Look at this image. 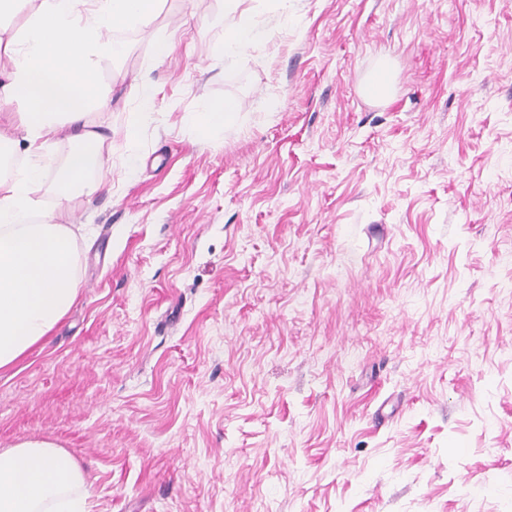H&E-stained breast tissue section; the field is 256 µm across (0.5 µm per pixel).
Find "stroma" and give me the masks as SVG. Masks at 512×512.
Segmentation results:
<instances>
[{"label": "stroma", "instance_id": "stroma-1", "mask_svg": "<svg viewBox=\"0 0 512 512\" xmlns=\"http://www.w3.org/2000/svg\"><path fill=\"white\" fill-rule=\"evenodd\" d=\"M245 5L235 56L225 0L120 30L79 296L0 372V448H64L88 512H512V0ZM263 37L264 31L254 23L250 14L243 11L237 23L224 34V51L236 55ZM138 98V112L129 128V137L132 140L136 138L138 126L150 117L154 107L155 93L150 82L142 81L138 84Z\"/></svg>", "mask_w": 512, "mask_h": 512}]
</instances>
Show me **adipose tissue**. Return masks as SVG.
Instances as JSON below:
<instances>
[{
	"label": "adipose tissue",
	"instance_id": "ef3b65f1",
	"mask_svg": "<svg viewBox=\"0 0 512 512\" xmlns=\"http://www.w3.org/2000/svg\"><path fill=\"white\" fill-rule=\"evenodd\" d=\"M160 0H0V157L26 154L21 176L0 175V372L42 346L78 297L76 243L64 219L95 195L92 158L107 137L97 112L108 105L100 73L125 52L118 29L150 25ZM22 18L18 29L8 22ZM77 144L54 188L55 203L35 211L33 193L54 163L61 132ZM81 466L45 440L0 448V512H85L75 489Z\"/></svg>",
	"mask_w": 512,
	"mask_h": 512
}]
</instances>
